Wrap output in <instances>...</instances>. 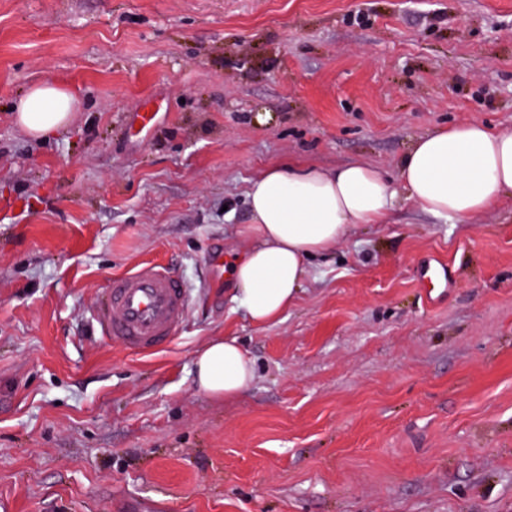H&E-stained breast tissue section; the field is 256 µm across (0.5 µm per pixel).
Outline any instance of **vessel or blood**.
<instances>
[{"label":"vessel or blood","instance_id":"obj_1","mask_svg":"<svg viewBox=\"0 0 512 512\" xmlns=\"http://www.w3.org/2000/svg\"><path fill=\"white\" fill-rule=\"evenodd\" d=\"M418 280L425 287L453 285L447 264L434 257L421 263ZM186 315L185 283L170 268L156 263L112 277L93 311L101 335L134 354L166 348Z\"/></svg>","mask_w":512,"mask_h":512}]
</instances>
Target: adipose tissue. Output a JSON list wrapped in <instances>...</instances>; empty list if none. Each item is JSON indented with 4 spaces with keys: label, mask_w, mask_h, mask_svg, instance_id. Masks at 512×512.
<instances>
[{
    "label": "adipose tissue",
    "mask_w": 512,
    "mask_h": 512,
    "mask_svg": "<svg viewBox=\"0 0 512 512\" xmlns=\"http://www.w3.org/2000/svg\"><path fill=\"white\" fill-rule=\"evenodd\" d=\"M75 97L62 81L33 84L13 106L18 125L46 139L68 124ZM512 191V131L473 122L418 138L395 174L361 162L333 171L276 164L247 192L248 246L228 262L236 298L252 321L277 320L295 301L308 259L335 249L358 224L388 223L398 196L457 221L495 210ZM254 363L236 339L210 342L193 361L197 388L230 400L252 381Z\"/></svg>",
    "instance_id": "1"
}]
</instances>
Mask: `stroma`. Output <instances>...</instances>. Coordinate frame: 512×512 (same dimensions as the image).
<instances>
[{"label": "stroma", "instance_id": "obj_1", "mask_svg": "<svg viewBox=\"0 0 512 512\" xmlns=\"http://www.w3.org/2000/svg\"><path fill=\"white\" fill-rule=\"evenodd\" d=\"M50 78L77 105L40 141L12 104ZM474 121L512 131V0H0V512H512L511 194L399 199L266 324L206 263L268 166L391 173ZM146 261L189 295L142 356L92 309ZM224 336L255 363L228 402L192 373ZM418 280L420 285L433 288H444L443 292H448V288L453 287L452 278L448 271V264L438 258H428L424 260L418 269Z\"/></svg>", "mask_w": 512, "mask_h": 512}]
</instances>
